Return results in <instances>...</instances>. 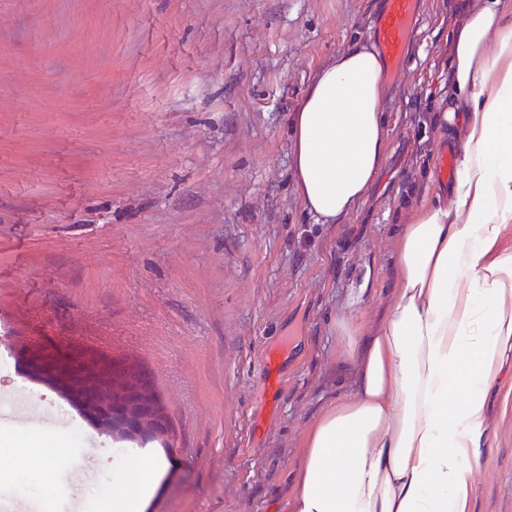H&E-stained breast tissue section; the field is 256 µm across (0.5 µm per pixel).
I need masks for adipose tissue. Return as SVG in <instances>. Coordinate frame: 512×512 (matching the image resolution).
<instances>
[{
    "label": "adipose tissue",
    "mask_w": 512,
    "mask_h": 512,
    "mask_svg": "<svg viewBox=\"0 0 512 512\" xmlns=\"http://www.w3.org/2000/svg\"><path fill=\"white\" fill-rule=\"evenodd\" d=\"M496 54H488L489 40ZM441 120L464 141L450 207L403 225L387 313L359 346L355 397L308 436L291 512H470L492 394L512 359V5L480 0L452 37ZM384 61L341 50L291 120L298 195L331 224L361 204L385 161ZM157 459L131 460L110 512L151 494Z\"/></svg>",
    "instance_id": "1"
}]
</instances>
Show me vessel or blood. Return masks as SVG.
I'll list each match as a JSON object with an SVG mask.
<instances>
[{
	"instance_id": "vessel-or-blood-1",
	"label": "vessel or blood",
	"mask_w": 512,
	"mask_h": 512,
	"mask_svg": "<svg viewBox=\"0 0 512 512\" xmlns=\"http://www.w3.org/2000/svg\"><path fill=\"white\" fill-rule=\"evenodd\" d=\"M414 10L415 0H384L383 11L369 32L388 67H396L404 56Z\"/></svg>"
}]
</instances>
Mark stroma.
<instances>
[{"mask_svg": "<svg viewBox=\"0 0 512 512\" xmlns=\"http://www.w3.org/2000/svg\"><path fill=\"white\" fill-rule=\"evenodd\" d=\"M460 3L418 0L384 78L383 168L321 224L290 117L318 69L368 45L382 0H0V442H55L67 465L32 491L22 457L1 463L0 512H103L146 455L164 463L146 512H289L307 434L354 395L356 343L392 301L401 225L451 201ZM33 353L138 364L166 443L95 431L29 377ZM475 478L471 512H512V367Z\"/></svg>", "mask_w": 512, "mask_h": 512, "instance_id": "stroma-1", "label": "stroma"}]
</instances>
